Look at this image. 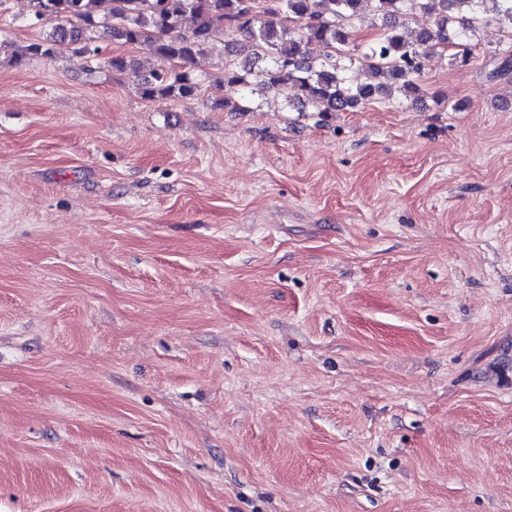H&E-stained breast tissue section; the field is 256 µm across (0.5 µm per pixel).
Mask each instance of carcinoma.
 <instances>
[{
	"mask_svg": "<svg viewBox=\"0 0 512 512\" xmlns=\"http://www.w3.org/2000/svg\"><path fill=\"white\" fill-rule=\"evenodd\" d=\"M407 0H30V21L42 25L63 19L43 40L13 56L20 65L29 57H54L66 49L94 58L100 54V31L131 47L146 46L156 68L141 74L135 60L115 55L108 64L137 77L141 96L171 101L197 95L200 82L186 65L213 51L224 38L241 35L245 47L268 59L258 72L251 61L224 64L222 84L284 94L293 91L303 105L323 115L354 109L397 91L406 99L426 95L418 77L432 54L456 49L467 58L470 36L494 22L512 33V0H414V9L430 25L412 35L406 26ZM370 11L383 24L373 38L357 43L348 22ZM194 25L181 32L183 18ZM326 52L313 57L309 45ZM365 63L371 81L353 84L349 73Z\"/></svg>",
	"mask_w": 512,
	"mask_h": 512,
	"instance_id": "carcinoma-1",
	"label": "carcinoma"
}]
</instances>
